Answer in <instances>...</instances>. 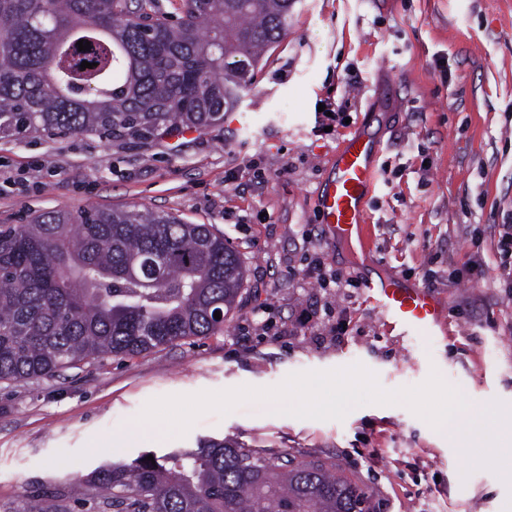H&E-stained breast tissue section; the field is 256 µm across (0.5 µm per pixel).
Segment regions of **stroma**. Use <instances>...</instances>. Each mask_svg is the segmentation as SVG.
<instances>
[{
	"mask_svg": "<svg viewBox=\"0 0 512 512\" xmlns=\"http://www.w3.org/2000/svg\"><path fill=\"white\" fill-rule=\"evenodd\" d=\"M361 127L380 146L365 255L338 246L317 207L338 140ZM141 207L231 242L246 269L238 305L212 336L0 381V504L106 461L229 438L336 464L375 512H512V257L497 250L499 224L512 221V0H293L287 37L220 126L147 144L0 139L2 226ZM475 252L483 281L450 280ZM388 274L431 288L439 334L399 335L368 303L362 278ZM355 363L386 390L438 371L469 399L465 421L442 431L379 404L299 419L251 401L202 414L181 437L153 425L121 438L155 398Z\"/></svg>",
	"mask_w": 512,
	"mask_h": 512,
	"instance_id": "1",
	"label": "stroma"
}]
</instances>
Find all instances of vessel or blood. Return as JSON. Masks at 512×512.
Instances as JSON below:
<instances>
[{"instance_id":"vessel-or-blood-1","label":"vessel or blood","mask_w":512,"mask_h":512,"mask_svg":"<svg viewBox=\"0 0 512 512\" xmlns=\"http://www.w3.org/2000/svg\"><path fill=\"white\" fill-rule=\"evenodd\" d=\"M378 152V146L365 132L341 139L332 174L318 196L322 223L338 240L356 239L363 250L371 249L374 241L367 222V204L375 187ZM362 288L373 306L402 335L432 333L441 323L443 309L426 288L406 285L395 276L365 280Z\"/></svg>"}]
</instances>
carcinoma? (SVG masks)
<instances>
[{"mask_svg": "<svg viewBox=\"0 0 512 512\" xmlns=\"http://www.w3.org/2000/svg\"><path fill=\"white\" fill-rule=\"evenodd\" d=\"M290 8L182 0L171 20L154 0H0V136L144 142L218 126L287 34ZM245 275L224 236L172 213L48 211L0 227V380L214 335ZM148 456L96 468L79 497L44 491L0 512H372L319 460L211 438Z\"/></svg>", "mask_w": 512, "mask_h": 512, "instance_id": "carcinoma-1", "label": "carcinoma"}]
</instances>
